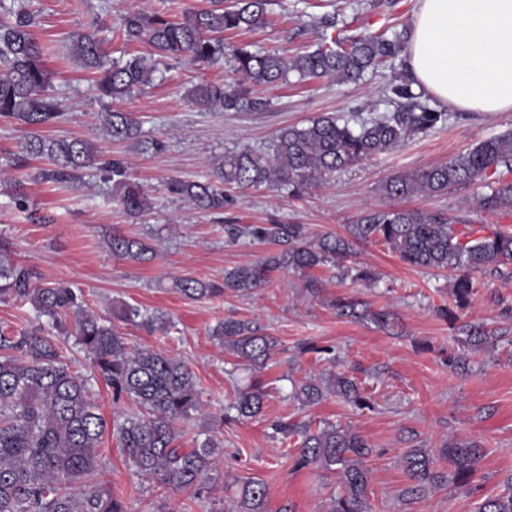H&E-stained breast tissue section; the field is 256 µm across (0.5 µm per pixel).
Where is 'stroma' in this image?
I'll list each match as a JSON object with an SVG mask.
<instances>
[{
	"instance_id": "1",
	"label": "stroma",
	"mask_w": 512,
	"mask_h": 512,
	"mask_svg": "<svg viewBox=\"0 0 512 512\" xmlns=\"http://www.w3.org/2000/svg\"><path fill=\"white\" fill-rule=\"evenodd\" d=\"M36 20V36L51 74L54 95L63 114L43 129L51 139H82L108 156L123 159L130 179L148 192L152 211L128 218L111 181L97 170L85 171L71 187L28 182L27 209H19L8 191L26 171L6 165L17 150L26 125L0 119V239L9 243L14 261L32 267L45 283H60L82 291L87 304L108 315L112 307L129 305L167 314L168 332L150 333L134 323L119 324L129 346L162 351L185 360L193 370L202 406L184 423L178 440L183 448L214 437L221 464L212 474L207 503L190 501L179 491L157 488L139 477L111 435L98 448L97 484L111 490L127 512H228L242 483L253 478L266 484L265 512H328L338 488L335 474L312 466L294 469L295 439L273 436L272 422L290 420L311 426L335 424L358 431L372 453L366 461L369 512H475L485 498L502 494L512 476V282L475 274V290L467 308L456 309L451 293L453 272L422 269L403 263L382 244L357 246L353 263L367 267L373 283L333 277L317 271L319 295H310L300 275L277 271L264 288L243 296L234 291L189 300L172 286L174 279L192 277L223 282L225 270L262 259L268 245L224 241V218L238 224L271 221L308 225L313 236L345 234L368 208L394 205L441 213L456 221L507 228L512 213L488 212L475 201L486 194L482 183L460 186L434 195H416L394 202L382 191L394 175L447 162L481 141L512 130V112L475 114L452 112L445 124L415 136L399 148L335 173L303 196L295 198L266 188L236 196L223 215H209L172 197L164 182L172 177L205 180L214 158L248 148L267 151L277 132L335 114L358 126L385 111L382 90L395 74L407 71L397 57L357 83L331 79L303 85L258 86L269 100L263 112H209L186 97L193 85L224 80L231 60L215 65L169 61L153 85L133 94L123 108L140 123L135 139L122 143L103 133V104L96 97L87 71L66 58L67 37L97 31L108 57L130 53L117 34L122 14L135 8L148 13L207 8L209 0H24ZM417 0H273L265 25L242 33H225L228 45L240 43L294 55L315 48L323 32L318 20L336 18V35L407 27ZM149 238L157 254L135 262L114 257L108 247L113 232ZM352 297L367 308L362 319L337 315L330 302ZM457 311L455 323L441 316ZM384 310L395 318L384 327L370 314ZM227 318L251 320L265 326L277 346L266 367L232 370L235 358L211 336ZM481 325L493 335L491 343L467 348V328ZM469 358L466 369L448 359L459 352ZM75 373L89 377L105 419L135 410L130 400H113L112 390L95 379L89 358L74 346L64 350ZM346 373L358 382L375 408L356 412L336 396L312 406L291 395L293 383ZM260 381L265 392L262 413L252 419L228 422L224 406L238 391ZM481 441L484 455L478 465V490L471 495L443 487L406 495L410 481L401 454L408 448L435 450L451 440Z\"/></svg>"
}]
</instances>
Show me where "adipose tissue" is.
I'll return each instance as SVG.
<instances>
[{
    "mask_svg": "<svg viewBox=\"0 0 512 512\" xmlns=\"http://www.w3.org/2000/svg\"><path fill=\"white\" fill-rule=\"evenodd\" d=\"M406 58L448 110L512 112V0H417Z\"/></svg>",
    "mask_w": 512,
    "mask_h": 512,
    "instance_id": "obj_1",
    "label": "adipose tissue"
}]
</instances>
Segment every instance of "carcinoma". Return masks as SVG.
Listing matches in <instances>:
<instances>
[{
    "instance_id": "cac0c4a2",
    "label": "carcinoma",
    "mask_w": 512,
    "mask_h": 512,
    "mask_svg": "<svg viewBox=\"0 0 512 512\" xmlns=\"http://www.w3.org/2000/svg\"><path fill=\"white\" fill-rule=\"evenodd\" d=\"M270 5L271 0H232L230 6L224 0H211L209 7L185 12L177 21L163 12L130 10L122 18L119 34L127 44L145 45L146 52L108 59L97 33L84 32L69 35L68 53L94 74L101 97L121 101L153 83L162 58L185 56L203 64L221 61L224 32L262 26ZM404 50L402 32L369 33L346 45L332 38L293 57L236 47L231 58L238 78L195 85L188 96L208 110L257 112L266 101L254 94V86L276 85L290 74L301 82L323 78L357 82ZM49 87L50 74L33 18L19 8L14 20L0 23V118L17 119L30 128L19 142L17 166L29 158L46 157L51 166L39 169L35 179L58 185L73 183L79 170L94 167L112 178L126 214L137 217L149 210L147 193L129 179L121 159L103 160L101 152L82 139L49 140L40 134V129L61 117V103ZM383 95L390 110L357 128L334 115L305 126L289 125L279 131L268 151L226 152L213 162L207 180L171 178L165 190L210 214L224 213L232 189L243 193L265 187L297 197L333 173L389 152L447 120V113L430 108L403 75L389 81ZM103 129L111 140L126 141L136 137L139 124L132 113L112 110L104 114ZM475 182L490 189L478 199L481 210L512 212V132L484 140L445 163L395 175L383 184L382 192L391 199H404ZM224 234L230 243L244 238L269 244L272 250L259 262L225 271L222 285L189 277L178 280L175 288L184 297L210 299L226 289L249 294L265 286L276 270L306 274L334 267L342 279L370 282L374 275L369 269L346 266L344 261L355 254L356 245L373 242L384 244L408 265L455 272L451 292L460 309L467 307L473 293L472 273L512 279V232L487 233L482 224L463 232L448 218L417 209H367L357 223L348 225L347 235L328 233L315 241L305 224H226ZM110 247L112 254L137 261L148 260L156 251L154 243L125 235L112 236ZM0 299L28 304L50 320L41 334L0 330V512H126L112 492L92 484L96 448L108 432L139 475L160 488L183 492L192 501L202 498L203 486L219 466L213 439L194 448L175 445L178 423L201 407L191 367L161 351L129 347L112 323L136 321L150 332H166L171 322L164 314L121 306L112 311V318L102 317L72 289L43 283L33 270L13 262L11 250L1 242ZM63 336L75 339L112 393L130 399L136 413L107 424L88 380L62 361ZM212 336L239 361L258 368L267 364L276 347L273 337L253 321L226 319L213 328ZM332 390L357 410L373 408L357 383L343 373L326 386L314 378L306 380L295 395L311 405ZM264 396L257 383L238 393L224 408V421L259 415ZM273 429L300 439L295 467L315 465L339 476L341 493L332 499L329 512H367L368 470L363 459L371 449L364 436L334 425L312 431L302 423H276ZM482 456L483 448L475 440L450 441L434 453L408 448L401 457L411 481L405 494H425L450 484L466 490ZM442 462L448 463V470H442ZM266 494L263 482L246 480L239 512H264ZM477 512H512V489L485 499Z\"/></svg>"
}]
</instances>
